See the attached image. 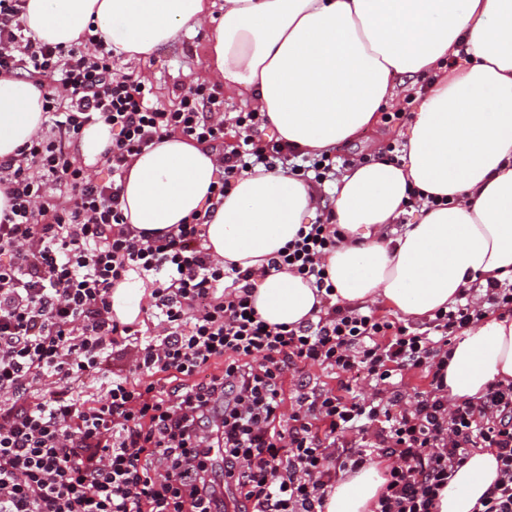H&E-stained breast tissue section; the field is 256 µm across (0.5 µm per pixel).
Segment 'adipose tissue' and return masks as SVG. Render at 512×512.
Segmentation results:
<instances>
[{
  "instance_id": "1",
  "label": "adipose tissue",
  "mask_w": 512,
  "mask_h": 512,
  "mask_svg": "<svg viewBox=\"0 0 512 512\" xmlns=\"http://www.w3.org/2000/svg\"><path fill=\"white\" fill-rule=\"evenodd\" d=\"M27 0L23 22L39 40L69 45L87 27L140 61L181 32L208 28L204 75L246 95L279 137L305 151L349 143L398 92L394 76L433 75L410 125L401 164L345 167L330 194L339 241L325 259L337 298L383 303L421 317L487 280H512V0ZM466 53L465 65L455 64ZM497 111H489L488 100ZM45 120L31 84L0 77V159ZM217 156L173 136L137 156L122 182L125 218L164 231L207 211ZM440 198L405 224L410 188ZM318 191L280 171L246 173L208 211L206 246L225 263L261 268L295 238ZM146 288L130 274L112 292L124 322L141 314ZM255 308L268 324L296 325L319 305L301 277L269 271ZM512 382V314L467 328L451 348L448 398ZM384 464L346 475L324 512H371ZM499 474L490 452L472 454L444 489L437 512H472Z\"/></svg>"
}]
</instances>
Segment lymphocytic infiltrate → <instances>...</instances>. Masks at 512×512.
<instances>
[{"mask_svg":"<svg viewBox=\"0 0 512 512\" xmlns=\"http://www.w3.org/2000/svg\"><path fill=\"white\" fill-rule=\"evenodd\" d=\"M25 5L0 0V74L40 89L45 121L0 160L10 202L0 212V512H323L340 474L379 458L374 512H435L478 449L499 466L479 512H512V383L452 404L444 382L453 338L511 309L512 282L490 280L418 325L340 305L323 262L338 231L321 211L268 261L319 288L320 309L292 328L268 325L251 301L255 270L212 258L201 214L146 235L124 218L120 182L135 156L174 135L217 145V199L258 168L324 187L335 156L263 138L265 115H226L198 80L173 107L154 104L151 85L116 71L96 36L63 46L29 35ZM98 121L112 131L104 179L77 148ZM131 271L151 280L159 335L112 315V288ZM117 355L123 368L110 366ZM314 366L336 388L301 382L287 403L289 373ZM412 369L427 385L409 393ZM104 374V396L88 395L86 381Z\"/></svg>","mask_w":512,"mask_h":512,"instance_id":"lymphocytic-infiltrate-1","label":"lymphocytic infiltrate"}]
</instances>
